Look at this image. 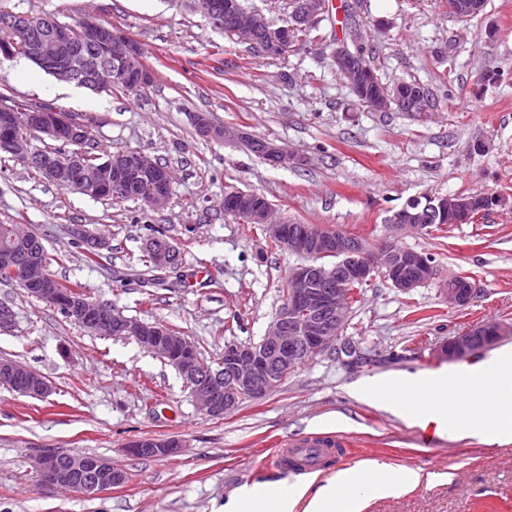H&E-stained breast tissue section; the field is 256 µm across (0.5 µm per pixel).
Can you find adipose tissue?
Here are the masks:
<instances>
[{"label": "adipose tissue", "mask_w": 512, "mask_h": 512, "mask_svg": "<svg viewBox=\"0 0 512 512\" xmlns=\"http://www.w3.org/2000/svg\"><path fill=\"white\" fill-rule=\"evenodd\" d=\"M402 382L419 389L428 409L427 414H416V421L443 419L459 432L490 441L512 438V351L502 352L478 370L461 371L448 387L434 392L425 390L423 378L415 374L406 375ZM420 478L419 470L372 461L334 473L318 484L307 480L242 486L221 512H360L358 488L366 486L392 496L413 488Z\"/></svg>", "instance_id": "ef3b65f1"}]
</instances>
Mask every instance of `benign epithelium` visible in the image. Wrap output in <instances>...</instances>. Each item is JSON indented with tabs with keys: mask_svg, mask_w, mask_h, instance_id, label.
Wrapping results in <instances>:
<instances>
[{
	"mask_svg": "<svg viewBox=\"0 0 512 512\" xmlns=\"http://www.w3.org/2000/svg\"><path fill=\"white\" fill-rule=\"evenodd\" d=\"M193 4L197 12L220 27L224 8L233 9V4L226 5L224 0H193ZM327 8V0H292L291 28L307 29L316 25ZM261 29L268 34L266 45L260 46L263 54L282 53L290 47L285 28L270 29L263 12L234 9L233 31L242 39L254 42L255 34ZM358 41L357 35L344 36L336 40L333 52L336 71L348 79V85L355 91L361 88V78L348 67V61ZM20 52L50 66L58 80L76 81L96 91L109 88L105 73L112 60L123 76L134 77L139 85H146L153 78L137 42L111 26L92 23L77 34L73 26L58 21L50 30L40 26L29 28L22 48L0 41L1 56L12 58ZM370 81L374 84L372 107L389 109L403 102L410 112L428 111V105L419 104L417 99H404L401 85H388L375 74ZM28 120L43 135L77 145L79 149L64 160L50 159L33 152L28 141L9 139L7 144L18 162L37 166L52 182L63 181L71 190L89 197L116 195L132 179L146 176L154 184V192L148 198L150 205L159 209L168 203L172 187L169 169L146 167L136 150L122 151L110 163L91 164L85 161L84 151L80 149L90 137L89 129L69 113L42 107L30 111ZM195 124L199 133L207 137L229 135L226 128L214 125L201 113ZM291 157L284 147L271 141L266 143L265 160L282 164ZM473 211L474 199L468 195L416 196L389 218L394 239L378 244L321 224H301L290 231L287 225L271 221L270 206L236 213L242 223L263 226L269 238L287 239L289 250L306 262L289 270L285 302L261 340L225 344L224 358L216 368L206 365L184 336L172 335L170 328L162 323L128 318L111 305L76 298L49 286L39 246L23 258L4 252L0 254V265L10 269L16 281L31 287L40 301L63 308L80 319L89 331L132 338L162 358L178 372L202 410L216 418L234 412L246 399L266 398L286 380L290 371L335 346L341 338L349 307L346 283H362L370 280L373 273L381 272L395 288L408 292L430 280L433 264L429 256L398 244L397 237L421 232L428 228L431 218L445 214L455 217L458 223L467 221ZM148 251L154 257L156 270L166 272L177 266V249L170 242L152 238ZM327 256L335 257L336 264L325 266L312 262L314 258ZM444 294L448 304L461 307L469 303L473 289L466 278L457 277L448 282ZM487 332L485 327L464 331L443 344V354L450 360L468 359L489 346L492 337ZM0 385L41 400L53 392L43 375L13 358H0ZM183 447L181 440L173 438H138L126 445L129 454L144 457L170 456ZM31 465L42 483L85 496H95L127 481V475L104 457L47 451L35 456Z\"/></svg>",
	"mask_w": 512,
	"mask_h": 512,
	"instance_id": "7a95c632",
	"label": "benign epithelium"
}]
</instances>
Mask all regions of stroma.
Listing matches in <instances>:
<instances>
[{"label": "stroma", "instance_id": "35a3bbf8", "mask_svg": "<svg viewBox=\"0 0 512 512\" xmlns=\"http://www.w3.org/2000/svg\"><path fill=\"white\" fill-rule=\"evenodd\" d=\"M344 3L329 0L319 39L267 56L213 28L190 0H0V37L21 18L52 13L72 24L89 14L131 36L154 72L138 96L71 91L24 56L1 58L0 101L90 116L94 153L135 149L174 173L168 206L152 210L61 189L0 153V223L31 225L57 258L58 280L79 284L89 301L179 331L210 364L225 343L263 336L300 262L260 225L225 216L226 192L264 194L282 223L326 224L374 243L416 195L507 199L475 222L403 237L402 245L435 256L433 279L404 293L374 276L347 313L342 340L351 353L325 351L267 398L220 419L203 414L175 369L133 339L91 334L0 284V302L14 312L0 330V356L54 387L40 400L0 386V512H217L245 484L301 481L280 466L277 448L336 432L352 453L327 458L323 475L379 460L435 477L398 496H366L362 512H484L487 503L512 512V441L452 433L440 448H421L414 422L368 408L354 391L382 377L491 361L496 351L451 362L439 348L492 321L512 325V0H487L467 25L449 18L447 0H362L383 80H419L436 103L428 112L356 104L332 63ZM489 26L497 30L491 39ZM493 72L500 81L487 82ZM200 113L275 141L297 160L272 165L235 139L201 136ZM155 229L179 248L181 265L147 290L143 248ZM82 231L107 243L96 261L85 257ZM457 276L474 288L462 307L443 293ZM142 437L186 446L164 458L128 454L127 442ZM50 450L100 455L128 479L90 497L41 484L30 460Z\"/></svg>", "mask_w": 512, "mask_h": 512}]
</instances>
